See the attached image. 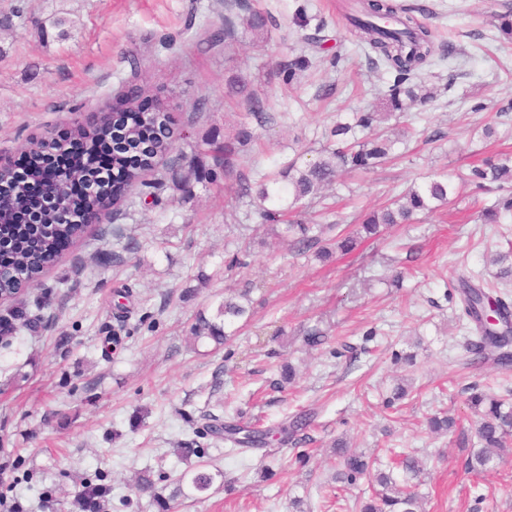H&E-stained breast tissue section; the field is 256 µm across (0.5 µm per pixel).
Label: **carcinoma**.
I'll return each mask as SVG.
<instances>
[{"mask_svg":"<svg viewBox=\"0 0 512 512\" xmlns=\"http://www.w3.org/2000/svg\"><path fill=\"white\" fill-rule=\"evenodd\" d=\"M426 11L427 7L422 4L404 6L393 3V0H358L352 11L345 15L352 31L364 43L368 58L374 65L384 66L392 79L381 91L380 107L355 112L351 120L336 123L332 131L336 149L304 166L294 160L278 175L257 186L256 197L260 204L281 205L279 209L262 208V218L271 222L269 228L275 235L293 237L294 245L301 250L316 246L317 255L327 260L335 250L344 255L354 251L363 234L376 237L387 224H407L419 212H432L452 203L454 187L450 181L432 178L421 186L409 188L381 211L364 216L360 229L337 235L334 250L320 245L319 236L312 234V224L300 220L283 226L275 224L278 217L294 212L301 200L321 197L322 190L333 183L338 169L373 170L385 164L394 152L395 141L381 129L382 122L433 99L422 79L423 71L437 55L432 31L418 19ZM241 24L244 32L258 38L267 31L268 19L258 12H250L241 18ZM136 89V95H126L118 104L112 116V127L76 122L73 129V136L83 143L88 156H95L100 146L112 142L110 167L132 187L145 181V177L155 170L157 160L176 150L175 141L169 136L171 117H163L161 123L144 121L137 100L149 91V87L143 84ZM227 93L244 98L250 111L262 118L264 104L245 80L231 77ZM251 140L252 133L240 127L222 142L205 139L202 145L213 166L229 175L234 171L238 155L246 150ZM27 177L37 183H46L51 196L37 202L19 190L0 198V240L7 244L4 258H0V272L6 276L13 270L21 275V280H9L3 287L23 293L30 288L42 287L40 278L58 262L61 244L77 243L86 234L85 225L67 221L73 206L68 192L45 182L44 169L37 163L27 171ZM473 178L480 187L486 182L503 184L512 181V159L489 162L484 168L474 170ZM92 179L93 171L77 161L69 164L62 176V182L73 185ZM507 217L512 218V197L481 211L484 224H499ZM459 288L464 313L472 319L478 333V340L471 343L472 363L491 358L502 366H511L512 306L500 298L491 297L482 286L473 284L466 277L459 279ZM250 293L251 289L242 288L224 297L212 319L198 316L192 326L193 339L209 341L217 349L230 341L238 332L235 323L250 318ZM38 322L39 315L31 313L28 303L21 300L0 314V340L7 343L23 328L34 330ZM466 391L469 392L468 405L476 417L477 447L468 450L464 468L471 476L481 478L512 455V403L486 394L476 384L467 387ZM309 424L310 418L305 415L266 429L227 421L224 434L225 440L235 447L262 448L274 435L293 436ZM455 425L454 418L447 415H435L428 420V429L432 433H448ZM336 460L334 486L331 487L336 508H343L341 492L367 478L374 489L368 495L358 496V512H423L424 496L418 490V477L423 466L415 455L394 453L390 470L374 472L373 457L338 442ZM104 494V487L86 482L78 492V499L84 507L99 509Z\"/></svg>","mask_w":512,"mask_h":512,"instance_id":"cac0c4a2","label":"carcinoma"}]
</instances>
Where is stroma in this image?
<instances>
[{
    "mask_svg": "<svg viewBox=\"0 0 512 512\" xmlns=\"http://www.w3.org/2000/svg\"><path fill=\"white\" fill-rule=\"evenodd\" d=\"M436 43L465 60L424 74L433 100L402 117L397 158L372 172L340 171L323 198L303 207L323 242L333 224L353 230L359 213L383 205L426 177L447 175L454 204L330 262L299 253L266 233L254 194L224 180L193 183L181 202L172 182L133 187L100 234L91 227L44 277L54 289L36 331L0 347V502L9 512H81L79 484L106 490L104 512H327L332 446L375 453L403 448L426 463V512H512V459L481 479L464 470L459 442L473 437L465 390L477 384L512 400V367L468 362L475 335L457 288L482 282L512 303L495 253L512 241V220L484 224L477 204H492L512 183L476 190L483 158L512 154V44L498 41L493 14L512 0H422ZM326 25L299 28L300 4ZM342 0H246L271 17L262 47L240 39L232 55L205 49L239 16L235 0H0V154L18 157L32 138L68 130L74 112L110 105L130 83L148 82L146 103L169 99L177 145L192 158L198 136L246 125L252 149L236 165L255 185L295 154L312 162L332 147L338 116L375 105L389 80L355 43ZM68 19L67 36L35 22ZM321 49L313 68L289 78L288 63ZM243 69L265 102L268 121L224 100L227 77ZM495 120L482 138L480 125ZM251 288V317L220 350L193 345L198 315L213 317L225 292ZM316 329L327 341L307 346ZM118 335L111 347L106 339ZM296 369L278 388L280 366ZM412 398L388 405L398 376ZM457 419L437 435L428 417ZM307 414L309 428L289 443L243 452L205 434L212 419L269 427ZM214 474L196 491V472ZM152 488L141 491L140 479ZM301 506H294V499Z\"/></svg>",
    "mask_w": 512,
    "mask_h": 512,
    "instance_id": "stroma-1",
    "label": "stroma"
}]
</instances>
